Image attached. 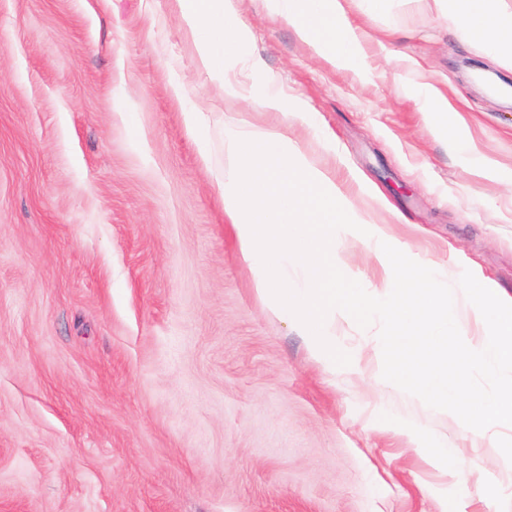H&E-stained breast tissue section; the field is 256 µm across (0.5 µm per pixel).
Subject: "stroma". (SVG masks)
I'll use <instances>...</instances> for the list:
<instances>
[{"instance_id": "35a3bbf8", "label": "stroma", "mask_w": 512, "mask_h": 512, "mask_svg": "<svg viewBox=\"0 0 512 512\" xmlns=\"http://www.w3.org/2000/svg\"><path fill=\"white\" fill-rule=\"evenodd\" d=\"M347 11L361 71L328 64L268 0H240L252 37L229 74L256 92L275 75L303 102L316 125L293 142L396 243L450 284L467 270L512 297V99L471 78L512 86V70L434 0ZM415 64L504 179L431 133ZM228 112L279 119L199 70L176 0H0V512H493L498 449L388 391L470 462L461 486L381 413L377 327L341 321L361 363L334 373L256 292L210 173Z\"/></svg>"}]
</instances>
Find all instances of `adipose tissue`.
<instances>
[{"instance_id":"ef3b65f1","label":"adipose tissue","mask_w":512,"mask_h":512,"mask_svg":"<svg viewBox=\"0 0 512 512\" xmlns=\"http://www.w3.org/2000/svg\"><path fill=\"white\" fill-rule=\"evenodd\" d=\"M440 15L461 30L468 41L495 49L499 60L512 67V11L495 8L494 0H434ZM275 16L288 21L309 40L317 53L336 68L360 65L361 37L347 17L346 0H269ZM426 123L449 152L462 156L468 147L460 116L446 94L432 84L424 87Z\"/></svg>"}]
</instances>
